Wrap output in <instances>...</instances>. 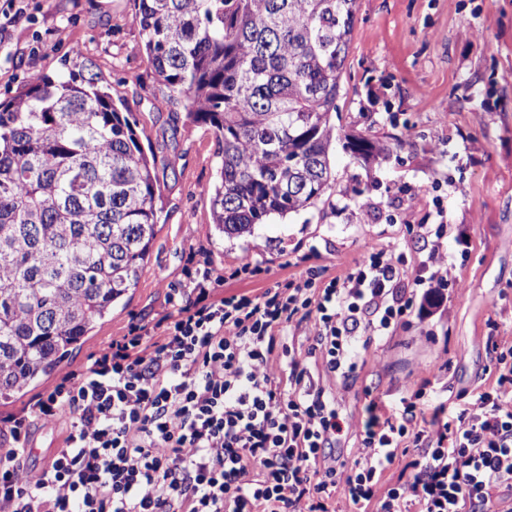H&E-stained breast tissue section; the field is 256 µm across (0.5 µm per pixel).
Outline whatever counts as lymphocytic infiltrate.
Masks as SVG:
<instances>
[{"mask_svg": "<svg viewBox=\"0 0 512 512\" xmlns=\"http://www.w3.org/2000/svg\"><path fill=\"white\" fill-rule=\"evenodd\" d=\"M402 254L381 249L310 288L312 275L260 294L219 295L211 267L179 289L173 314L134 325L27 416L5 419L0 512H512V342L490 340L495 379L452 420L372 403L352 422L311 372L347 379L362 347L412 313ZM69 420L64 448L29 472L32 424ZM358 430L352 460L338 436ZM406 473L382 479L406 444Z\"/></svg>", "mask_w": 512, "mask_h": 512, "instance_id": "lymphocytic-infiltrate-1", "label": "lymphocytic infiltrate"}]
</instances>
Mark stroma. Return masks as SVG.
<instances>
[{"mask_svg":"<svg viewBox=\"0 0 512 512\" xmlns=\"http://www.w3.org/2000/svg\"><path fill=\"white\" fill-rule=\"evenodd\" d=\"M132 11V0H26L0 45L1 99L38 74L62 71L81 47L114 98L128 100L159 168L150 258L67 369L83 367L132 325L170 314L167 286L188 281L193 251L226 273L245 256L261 265L260 274L228 281L226 295L258 294L302 270L322 288L372 248H397L415 271L424 258L415 226L439 199L452 266L443 304L373 344L340 387L339 403L354 420L375 400L414 401L428 378L456 417L494 380L490 337L512 341V0H358L341 124L399 144L367 163L334 142L326 202L271 218L239 240L218 237L202 194L218 164L214 136L185 113L157 111L167 89L154 77Z\"/></svg>","mask_w":512,"mask_h":512,"instance_id":"obj_1","label":"stroma"}]
</instances>
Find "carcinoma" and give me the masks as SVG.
Returning <instances> with one entry per match:
<instances>
[{
    "label": "carcinoma",
    "mask_w": 512,
    "mask_h": 512,
    "mask_svg": "<svg viewBox=\"0 0 512 512\" xmlns=\"http://www.w3.org/2000/svg\"><path fill=\"white\" fill-rule=\"evenodd\" d=\"M157 80L210 127L213 226L241 239L330 185L357 0H133ZM0 100V406L54 376L138 283L158 226L156 162L128 101L73 48ZM362 157L389 143L353 130Z\"/></svg>",
    "instance_id": "carcinoma-1"
}]
</instances>
